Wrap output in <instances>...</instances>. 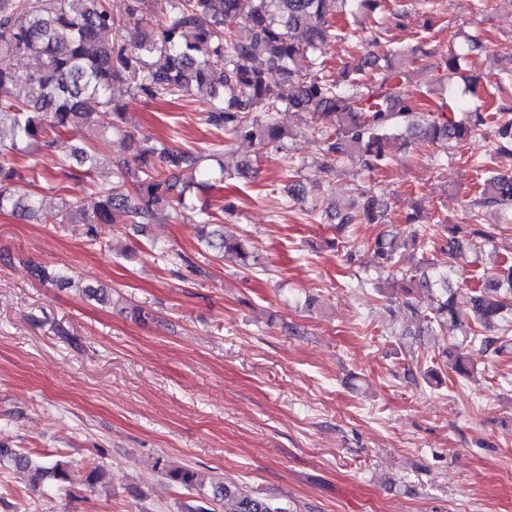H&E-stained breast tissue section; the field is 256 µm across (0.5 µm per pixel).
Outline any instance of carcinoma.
Masks as SVG:
<instances>
[{"instance_id":"cac0c4a2","label":"carcinoma","mask_w":512,"mask_h":512,"mask_svg":"<svg viewBox=\"0 0 512 512\" xmlns=\"http://www.w3.org/2000/svg\"><path fill=\"white\" fill-rule=\"evenodd\" d=\"M378 7L379 0H127L125 14L117 18L107 0H0V211L37 218L31 181L14 166L15 155L35 145L60 152L64 165L74 161L84 174L93 172L98 153L77 143L73 132L89 125L98 107L122 116L112 94L117 82L149 97H207V124L261 147H282L285 132L278 113L302 114L303 132L318 145L327 175L346 162L369 169L389 165L387 144L394 139L446 148L488 133L493 155L512 157L511 107L488 130L482 113L467 111L463 99H452L436 112H421L412 97L367 96L350 78L338 84L319 75L325 48L336 38L333 19L354 10L370 15ZM131 25L145 28L137 43L101 38ZM262 55L278 73L274 84L255 64ZM18 56L39 58L43 67L36 73L17 71L12 60ZM122 143L135 148L137 168L117 171V184L98 191L90 207L79 200L62 202L60 223L85 224L92 239L95 224H125L141 232L156 210L175 202L187 208L172 191L180 175L207 171L211 156L164 141H141L130 132L123 134ZM472 206L496 207L512 220V173L487 170L483 191ZM385 217L377 195L362 189L357 202L338 213L335 228L343 233L352 224H379ZM196 223L199 241L212 252L245 269L258 264L248 243L225 235L206 211L197 214ZM436 234L429 227L411 231L412 249L421 251V257L408 266L400 265L397 247L384 234L370 250L387 284L379 292L389 302L400 299L413 312V335L450 334L441 366L423 372L424 382L439 386L445 372L471 375L472 346L499 355L512 343V260L483 271L473 287L455 288L458 258L479 240L491 242L493 231L476 224L448 228V262L442 266L427 257ZM420 294L430 298L425 307L416 302ZM2 463L29 471L34 490L49 479H68L61 461H34L4 444ZM165 475L187 491L224 502L230 512H284L248 490L230 488L191 468Z\"/></svg>"}]
</instances>
